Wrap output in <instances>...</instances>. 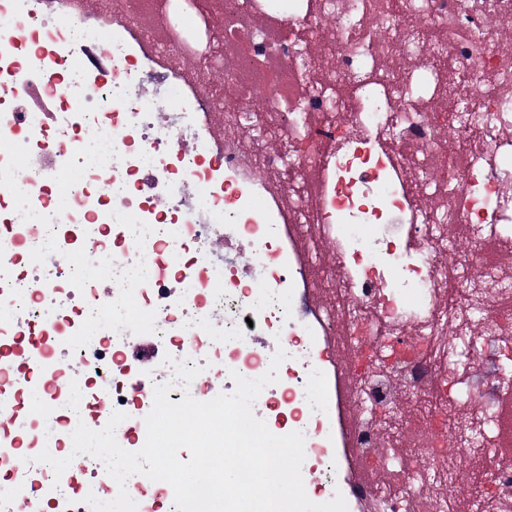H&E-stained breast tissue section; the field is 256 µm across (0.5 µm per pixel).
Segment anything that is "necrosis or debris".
I'll use <instances>...</instances> for the list:
<instances>
[{
    "instance_id": "necrosis-or-debris-1",
    "label": "necrosis or debris",
    "mask_w": 512,
    "mask_h": 512,
    "mask_svg": "<svg viewBox=\"0 0 512 512\" xmlns=\"http://www.w3.org/2000/svg\"><path fill=\"white\" fill-rule=\"evenodd\" d=\"M135 24L105 29L78 0H0V197L15 220L0 237V323L61 315L50 359L65 374L58 420L100 430L127 412L115 430L124 448L151 397L142 389L129 404L113 391L129 358L164 349L156 375L177 403L196 387L214 395L200 384L207 371L231 391L232 373L260 377L284 350L255 416L277 412L288 418L282 433L303 434L323 501L339 493L348 512L367 501L404 512L388 485L347 490L338 479L317 337L338 326L375 337L349 347L380 367L351 373L353 405H390L398 385L421 400L439 379L458 386L448 405L465 422L449 431V452L399 468L400 488L445 483L484 458L497 404L512 398V365L497 355L512 335L499 333L496 314L512 281L483 255L489 243L512 254V47L501 39L512 0H156L153 31L135 34ZM159 31L170 58L193 48L195 67L161 74ZM75 53L88 64L48 76L50 59ZM219 63L218 88L208 73ZM32 94L50 111L27 109ZM49 129L82 132L69 159L41 150ZM454 142L467 159L440 175ZM64 168L76 189L54 209L46 191ZM458 227L463 251L448 245ZM322 240L336 248L326 282L337 307L302 311V261ZM70 244L108 260V282L54 261ZM20 245L43 258L26 277L12 273ZM228 249L245 254L243 268L215 261ZM411 335L419 351L384 368V341ZM473 338L484 345L478 359ZM76 462L72 473L46 464L38 475L76 495L117 494L101 461Z\"/></svg>"
}]
</instances>
